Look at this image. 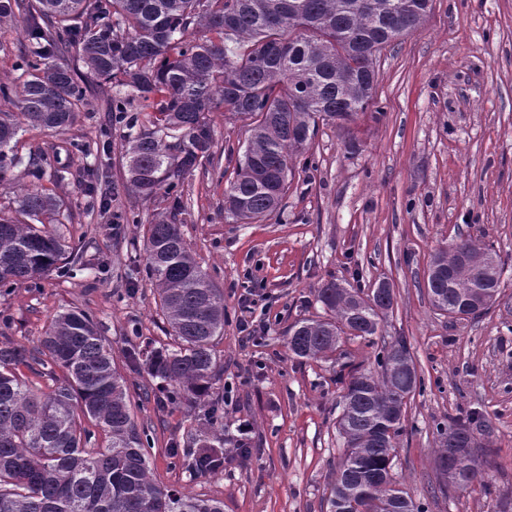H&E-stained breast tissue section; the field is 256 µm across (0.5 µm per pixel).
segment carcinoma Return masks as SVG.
<instances>
[{
  "mask_svg": "<svg viewBox=\"0 0 512 512\" xmlns=\"http://www.w3.org/2000/svg\"><path fill=\"white\" fill-rule=\"evenodd\" d=\"M433 0H0V18L20 16L31 46L16 73L0 84V173L22 169L30 179L16 206H0V288L37 284L49 272L72 274L83 254L49 228L69 216L56 194L40 185L39 155L19 153L26 128L66 132L88 88L103 83L115 122L134 129L126 149V183L151 200L175 194L174 211L149 225L144 271L157 287L159 309L174 350L148 354L149 376L173 402L208 395L220 373L214 341L224 333V299L191 256L177 223L187 209L183 176L214 164V129L207 113L250 121L224 209L250 224L269 217L288 189L293 161L303 165L319 124L348 134L345 149L360 150L350 125L376 117L374 89L383 50L415 32ZM210 33L194 38L196 30ZM76 51L78 75L56 59ZM502 269L492 248L459 237L430 259L425 287L435 309L452 320L477 318L500 297ZM330 313L301 319L287 346L297 359L327 358L344 336L370 338L393 307L390 285L345 288L330 280L317 291ZM49 360H44L43 356ZM378 373L350 369L337 421L346 449L327 500L329 512L359 503L370 512H423L391 478L395 444L407 403L422 388L405 340L377 354ZM52 363L67 381L46 394L18 370ZM108 438L91 448V432L75 411ZM439 472L447 440L473 437L472 423L437 429ZM112 348L84 310L66 309L50 321L37 348L0 347V512H224V502L155 484ZM483 451L463 466L470 482L483 476ZM204 469L224 463V449L198 451Z\"/></svg>",
  "mask_w": 512,
  "mask_h": 512,
  "instance_id": "1",
  "label": "carcinoma"
}]
</instances>
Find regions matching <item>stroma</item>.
Segmentation results:
<instances>
[{"label":"stroma","instance_id":"obj_1","mask_svg":"<svg viewBox=\"0 0 512 512\" xmlns=\"http://www.w3.org/2000/svg\"><path fill=\"white\" fill-rule=\"evenodd\" d=\"M22 18L0 22V84L27 42ZM379 119L361 121L358 153L343 134L320 126L308 167H296L278 209L255 224L224 211L235 176L232 151L246 145L245 120L210 115L217 169L188 172L181 231L224 297V333L215 341L222 369L195 402L159 403L132 351L176 346L157 307L154 283L134 272L130 240L170 210L126 186L125 129H107L104 97L89 92L69 131L26 132L28 150L45 155L46 171L62 165L102 174L108 207L77 181L53 184L69 209L62 231L84 252L86 268L49 274L37 286L0 293V345L38 346L58 312L80 308L97 321L127 387L135 421L149 434L153 480L223 501L224 512H327L330 485L344 453L336 429L339 375L371 370L382 342L406 339L424 386L408 402L393 460L394 480L425 512H512V0H434L414 33L384 50L377 64ZM109 134L110 152L97 144ZM125 217L112 231L110 213ZM136 223H129V216ZM492 246L503 264L498 305L476 319L453 321L431 304L424 277L431 256L458 234ZM370 288L388 281L395 302L381 335L349 339L334 359H294L290 327L322 317L317 290L328 280ZM252 288L267 297L254 318L267 331L255 342L239 332L238 300ZM223 408L224 445H236L247 422L254 453L246 464L214 472L188 467L182 451L210 433L212 402ZM479 414L486 446L484 479L465 490L432 495L437 426Z\"/></svg>","mask_w":512,"mask_h":512}]
</instances>
